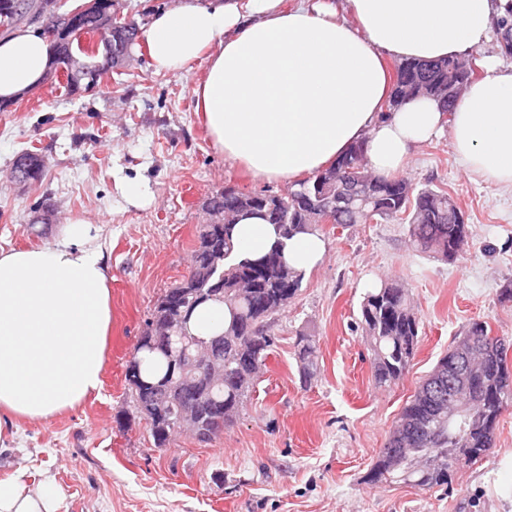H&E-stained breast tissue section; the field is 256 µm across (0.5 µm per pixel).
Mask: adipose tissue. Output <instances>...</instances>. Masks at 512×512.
<instances>
[{"label":"adipose tissue","mask_w":512,"mask_h":512,"mask_svg":"<svg viewBox=\"0 0 512 512\" xmlns=\"http://www.w3.org/2000/svg\"><path fill=\"white\" fill-rule=\"evenodd\" d=\"M182 0L142 27L155 72L204 61L194 89L213 146L258 180L314 175L362 142L371 169L403 172L413 150L448 128L470 173L512 186V73L489 69L451 115L420 97L382 115L392 84L386 59H438L479 47L492 0ZM49 41L21 28L0 39V101L38 88ZM235 253L255 259L281 245L291 267L310 272L326 254L313 232L281 238L248 217ZM112 274L90 222L68 218L52 244L0 251V424L46 421L99 391L111 323ZM58 492H25L0 480V512H57Z\"/></svg>","instance_id":"obj_1"}]
</instances>
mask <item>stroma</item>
Segmentation results:
<instances>
[{
	"mask_svg": "<svg viewBox=\"0 0 512 512\" xmlns=\"http://www.w3.org/2000/svg\"><path fill=\"white\" fill-rule=\"evenodd\" d=\"M204 70L154 73L138 45L119 79L82 96L64 82L43 84L0 112V250L53 240L73 214L111 268L112 325L98 393L54 419L0 435V479L27 492L58 489V512H512L499 492L512 475V409L490 453L458 466L450 484L420 489L365 483L373 461L420 382L470 323L512 336V188L469 173L448 131L419 146L402 176L448 192L461 209L469 246L443 260L416 250L407 221L324 224V263L307 274L274 327L275 345L237 422L202 443L187 433L155 447L134 412L126 367L160 297L189 264L201 205L231 184L282 192L283 182L250 178L216 150L193 90ZM46 157L41 183L11 182L16 155ZM148 180L153 198L129 206L119 185ZM396 279L409 290L419 344L408 373L378 387L368 342L357 328L369 281ZM318 346L303 380L297 337Z\"/></svg>",
	"mask_w": 512,
	"mask_h": 512,
	"instance_id": "obj_1",
	"label": "stroma"
}]
</instances>
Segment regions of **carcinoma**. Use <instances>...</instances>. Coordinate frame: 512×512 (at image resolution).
<instances>
[{"instance_id":"cac0c4a2","label":"carcinoma","mask_w":512,"mask_h":512,"mask_svg":"<svg viewBox=\"0 0 512 512\" xmlns=\"http://www.w3.org/2000/svg\"><path fill=\"white\" fill-rule=\"evenodd\" d=\"M43 34L51 35L54 56L62 59L73 53L91 52L82 39L94 37V23L84 21L64 36L63 23L47 16ZM466 58L400 61L394 66L393 91L385 111L395 112L405 102L419 96L436 98L442 110L451 112L462 92L477 77L476 66H465ZM457 87L448 95V85ZM363 145L352 147L328 168L296 182L284 192H249L225 186L208 197L210 209L224 214L222 224H202L192 252L189 276L166 290L161 300L183 304L187 318L200 306L213 302L204 297L211 288L224 289V306L230 313L224 333L200 337L189 326L173 333L165 348L135 347L157 356L153 371L141 368L126 376L135 408L146 402L160 387L172 392L174 402L160 418L145 417L155 447L164 448L178 425V402H195L201 413L200 426L193 436L212 440L224 433L239 416L272 351L274 316L288 307L300 290L304 274L290 268L279 249L256 260L233 256L232 228L246 213L261 215L279 228L280 235L318 230L323 212L314 205L317 194H335L352 182L361 181L363 198L351 207L334 213L337 224H361L369 219L408 220L412 245L445 260L464 252L468 245L467 225L460 223V208L448 207V193L430 186L416 189L396 176L384 177L368 170ZM359 324L371 349L370 368L375 382L388 386L409 370L418 347L419 320L411 305L408 289L395 281L384 282L367 294L360 308ZM224 342V388L201 392L179 384L178 352L189 340ZM473 340V354L484 368L480 395L468 415L451 428L434 419L436 399L448 395V360L455 347ZM512 338L493 336L483 322H474L455 337L448 354L439 359L428 377L403 407L395 427L373 462L365 481L379 484L402 481L423 489L448 484L456 461H475L495 444V430L504 410L512 406V371L507 352ZM296 356L306 377L317 367V346L308 336L296 341Z\"/></svg>"}]
</instances>
